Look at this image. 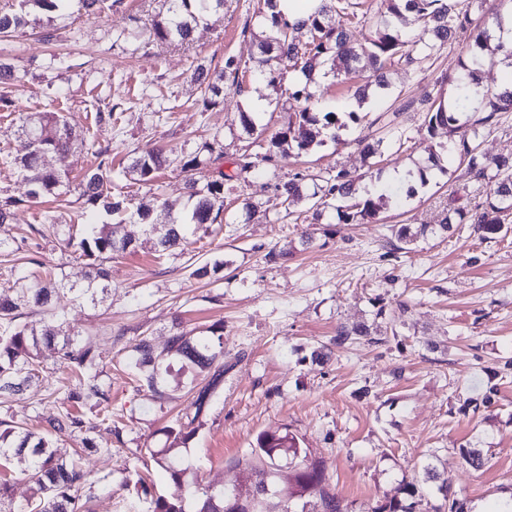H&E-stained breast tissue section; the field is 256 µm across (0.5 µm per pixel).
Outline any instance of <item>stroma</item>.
I'll list each match as a JSON object with an SVG mask.
<instances>
[{"instance_id": "1", "label": "stroma", "mask_w": 512, "mask_h": 512, "mask_svg": "<svg viewBox=\"0 0 512 512\" xmlns=\"http://www.w3.org/2000/svg\"><path fill=\"white\" fill-rule=\"evenodd\" d=\"M256 2L229 0L223 16L199 30L189 49L119 39L132 17L149 19L162 0H123L92 20L74 12L43 21L10 44L16 80L6 93L12 113L61 110L76 129H89L111 145L117 164L151 144L192 151L218 133L224 137V169L232 171L234 157L248 145L240 111L263 101L261 121L275 132L282 121L273 111L276 94L257 77L240 87L228 81L223 107L203 112L194 104L198 92L190 66L198 59L219 66L229 54L250 59L262 31L251 19ZM47 31L52 41L44 40ZM54 54L66 57L69 69L48 68ZM465 58V45L457 44L415 69L392 70L389 87L361 106L348 93L357 73L342 71L335 83H323L320 105L336 112L360 109L362 120L345 132V144L330 142L307 157L280 159L275 176H253L227 194L228 212H238L249 199L259 203L265 219L198 234L181 254L159 255L153 238L138 236L133 250L106 261L112 291L103 302L78 305L69 294L59 296L65 328L93 346L101 380L111 387V426L58 441L62 448L83 447L88 438L112 447L79 461L112 481L111 492L91 502V512H146L152 496L182 495L148 451L163 447L164 427L186 416L195 417L196 431L183 455L209 483L239 485L238 463L250 457L257 436L287 431L309 458L324 462L330 487L349 512H374L400 497L403 484L421 479L427 464L447 467L451 488L443 496L434 484L424 485L413 512H434L446 497L465 503L468 512H497L512 498V229L482 241L468 225L456 224L419 238L408 253L389 246L396 226L435 227L448 208L472 206L495 188L462 179L453 161L413 196L396 175L446 141L444 131L428 134L422 123L429 98L450 96L447 78ZM119 102L127 106L120 123L93 125L98 108ZM159 111L166 122H157ZM392 129L403 132L404 145L388 140ZM14 130L0 118V202H18L14 223L0 226L11 251L10 259L0 258V288L21 276L30 283H83L87 266L61 241L26 236L28 225L59 204L25 203L28 186L8 162L20 146ZM358 136L386 138L381 178L372 177L354 145ZM339 168L360 177L361 191L392 189L382 221L343 224L328 211L317 221L279 222L284 209L274 180ZM184 193L182 175L168 171L158 189L133 188L132 204H179ZM305 234L312 237L307 246ZM284 247L290 256L268 260L269 251ZM215 259L226 262L222 280L194 277L195 268ZM177 321L188 330H222L224 377L200 414L186 386H205L210 372L185 371L155 398L138 389L130 364L139 334L162 352ZM359 324L369 326L371 337L333 348L337 328ZM376 334L381 343L373 342ZM326 346L333 349L330 359L312 362V351ZM41 361L39 381L0 404V420L23 423L35 433L62 411L67 385L53 349H44ZM487 394L490 407L462 412L466 400ZM466 449L481 453V469L463 461ZM131 470L139 471L143 483L123 487Z\"/></svg>"}]
</instances>
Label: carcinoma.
<instances>
[{
    "label": "carcinoma",
    "mask_w": 512,
    "mask_h": 512,
    "mask_svg": "<svg viewBox=\"0 0 512 512\" xmlns=\"http://www.w3.org/2000/svg\"><path fill=\"white\" fill-rule=\"evenodd\" d=\"M72 2L4 0L0 5V41L9 40L37 23L40 13L70 15ZM226 2L163 0L162 8L149 22L123 36L135 40L144 36L153 43L188 49L194 43L197 29L207 25L211 15L224 12ZM384 2L385 10L370 18L361 0H320L307 18L290 22L276 11V0H258L254 14L260 18L263 31L256 37L254 66L248 67L233 55L224 57L220 67L202 62L192 66L191 81L200 90L194 105L201 111L224 106V81L230 80L239 87L245 74L254 71L276 91L275 108L284 117L276 132L264 141L261 136L265 129L258 127L257 113H239L243 134L258 137L257 146L263 153H241L232 174L225 173L222 167L224 144L217 135L192 152H176L164 145L135 152L122 170L134 185L154 187L160 174L170 168L184 176L187 201L178 210L166 201L157 212L142 207L130 210L129 194L112 190V146L91 139L86 130L77 131L63 113L31 112L19 118L16 133L22 148L11 158V164L29 185L27 202L41 204L46 198L56 199L72 191L82 201L81 209L68 217L49 215L40 224L28 225V232L44 237L50 231L61 237L72 256L86 262L90 271L80 285L62 280L21 284L16 288L15 298H0V398L23 391L39 378L45 346L56 348L60 362L74 374L65 392L69 408L49 420L43 433L36 434L15 421H0V468L8 467L15 459L27 460L24 475L32 490L26 504L15 507L10 480L0 478V512H90L89 503L96 491L112 489L108 478H96L84 471L57 445L58 434L89 430L81 413L86 406L98 409L101 423L112 428V398L110 390L99 381L97 355L82 345L75 334L53 324L58 317L55 295L65 291L79 303L99 302V296L112 288L103 263L134 245L135 236L126 230L127 224H137L144 232L156 236L158 251L163 254L183 250L189 236L198 230L227 222L224 194L232 189L230 182L247 181L256 169V161L264 162L274 171L278 158H300L324 144L327 137L338 144L345 143L340 131L347 124L335 112L319 109L321 80L334 79L341 69L355 65L363 74L364 84L355 89L353 97L361 103L371 87L387 88V73L391 69L430 59L445 45L452 46L458 37H464L469 58L462 71L450 79L455 86V99L441 101L428 110L424 125L430 133L438 128L446 130L448 145L441 144L439 148L446 150L448 159L457 156L465 164L463 177L471 182L496 181L494 197L455 211L458 223L473 225V231L483 240L502 232L503 224L512 217V157L487 158L480 150V137L484 131L495 129L500 113L512 112V87L488 89L482 84L481 74L487 67H512V47L500 58L498 53L503 45L493 44L495 29L501 27L512 0H480L484 17L481 23L473 22L472 3L465 4L463 0ZM122 4L123 0H78V11L96 19ZM338 16L344 19L341 27L336 26ZM366 24L370 25L371 33L359 41L354 30ZM287 72L296 77L285 86ZM122 116L119 105L113 104L95 114V124L117 123ZM78 141L89 146L96 162L73 185L67 174L46 169L41 157L47 152L68 150ZM354 142L361 146L367 159L384 156L381 138L370 142L359 136ZM275 190L283 198L286 218L293 217L292 207L305 200L313 215L332 208L345 224L378 222L387 200L384 190L377 195L358 194L356 178L344 169L325 176L298 172L292 179L276 183ZM89 211L105 212L112 216V223L84 222ZM424 233V227L413 232L403 225L395 232L398 244L392 245V249L410 246ZM24 308H38L50 321L24 320ZM366 335L368 329L362 325L352 329L340 327L335 344L341 347L354 336ZM132 351L139 381L150 392L160 395L174 363L183 368L210 370L222 355V345L216 329L196 333L177 323L166 353L154 354L145 336L136 340ZM222 375V370L215 371L208 384L197 392L189 387L194 393L195 414L208 405ZM191 425V421L177 420L164 428V434L175 443L185 442L194 433ZM148 454L172 483L187 487L188 494L180 498L158 495L150 500L147 512H347L328 488L325 466L310 460L299 439L287 432H264L256 438L254 459L244 464L245 478L255 492L245 498L233 490L203 482L198 470L185 463L176 448H150ZM423 472L424 481L438 482L437 491L444 500L435 512H464V504L448 498V478L430 464L423 467Z\"/></svg>",
    "instance_id": "obj_1"
}]
</instances>
